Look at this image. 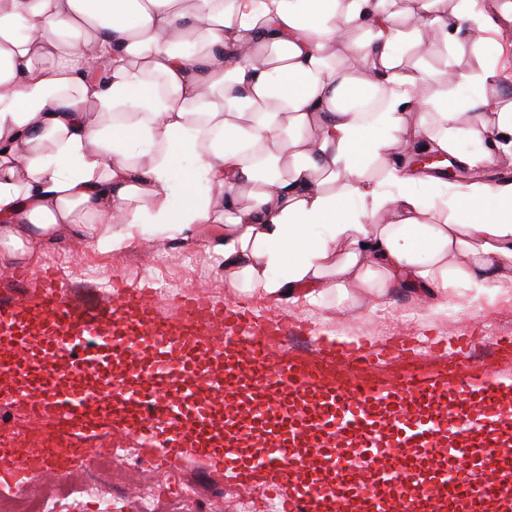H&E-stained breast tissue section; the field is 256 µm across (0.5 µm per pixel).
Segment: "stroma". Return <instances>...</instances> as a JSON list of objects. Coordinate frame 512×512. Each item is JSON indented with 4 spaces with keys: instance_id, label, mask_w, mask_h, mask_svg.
Returning a JSON list of instances; mask_svg holds the SVG:
<instances>
[{
    "instance_id": "35a3bbf8",
    "label": "stroma",
    "mask_w": 512,
    "mask_h": 512,
    "mask_svg": "<svg viewBox=\"0 0 512 512\" xmlns=\"http://www.w3.org/2000/svg\"><path fill=\"white\" fill-rule=\"evenodd\" d=\"M450 65L474 75L469 88L473 95L488 90L480 81L486 70L493 68L504 74V82L493 92L499 106L512 105V24L485 31L483 40L477 43L461 40L424 55L411 49L402 52V66L406 69L441 71ZM501 169L512 170V151L499 153L490 163L458 173L456 181L442 178L417 185L416 192L424 205L434 206L448 198L453 184L489 183ZM49 264L61 268L70 291L84 298L111 290L118 277L137 284L152 292L154 305L162 315L169 313L172 297L180 294H200L217 303L253 306L264 317H285L306 326V333L285 340L286 345L306 352L332 337L383 340L405 335L449 339L475 331L486 341L485 347L477 352V359L499 365L503 381L512 382V361L498 363L489 347L497 337L512 336L511 280L490 293L461 286L435 299L421 286L404 283L392 289L380 303L362 288H349L316 299L306 297L301 290L289 297H260L227 287L222 258L213 252L207 237L198 234L154 236L119 250L83 245L67 236L44 245L33 260L0 247V298L15 293V271L26 270L28 285L33 288L39 286L40 271ZM166 480L195 482L202 490L205 512H235V503L228 493L235 490L236 484L226 471L186 459L170 470ZM216 485L224 488L226 498H215L212 488Z\"/></svg>"
}]
</instances>
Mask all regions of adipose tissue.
<instances>
[{
    "instance_id": "ef3b65f1",
    "label": "adipose tissue",
    "mask_w": 512,
    "mask_h": 512,
    "mask_svg": "<svg viewBox=\"0 0 512 512\" xmlns=\"http://www.w3.org/2000/svg\"><path fill=\"white\" fill-rule=\"evenodd\" d=\"M386 2L0 0V245L114 249L214 228L230 287L257 295L498 287L512 184L471 186L435 213L390 151L422 137L452 155L464 135L483 145L465 164L491 161L512 146V108L428 111L414 91L434 75L403 69L397 47L474 38L471 15L464 0ZM375 88L386 107L372 118L339 104ZM372 161L386 183L367 177Z\"/></svg>"
}]
</instances>
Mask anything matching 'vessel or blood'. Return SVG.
<instances>
[{
	"label": "vessel or blood",
	"instance_id": "b4317fda",
	"mask_svg": "<svg viewBox=\"0 0 512 512\" xmlns=\"http://www.w3.org/2000/svg\"><path fill=\"white\" fill-rule=\"evenodd\" d=\"M58 281L46 272L39 293L0 301V362L27 368L25 330L34 321L46 353L37 382L0 386L30 410L40 448L0 465L1 485L19 475L39 484L77 441L117 429L144 437L153 455L174 461L186 453L222 466L246 490L287 462L309 471L311 479L273 488L290 512H349L361 495L349 464L369 466L379 452L403 448L477 457L483 467L426 478L403 460L402 475L390 479L406 496L402 512H415L418 498L442 512L448 502L475 505L503 491L494 474L512 412L500 381L471 359L479 337L431 343L442 362L435 370L418 365L411 336L378 348L360 341L291 353L283 346L291 326L234 306L187 297L163 322L145 291L76 301ZM407 398L424 414L408 413ZM476 432L482 439L474 443Z\"/></svg>",
	"mask_w": 512,
	"mask_h": 512
}]
</instances>
